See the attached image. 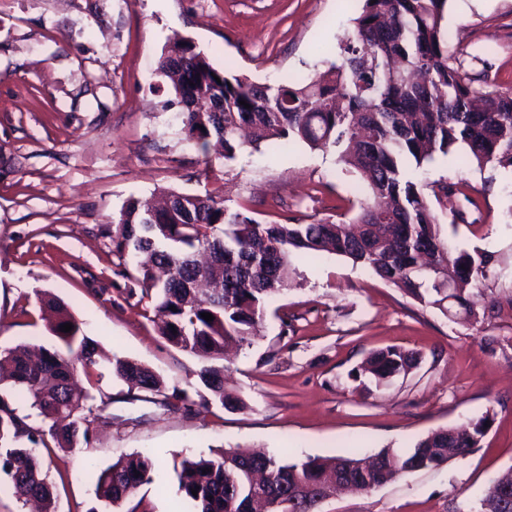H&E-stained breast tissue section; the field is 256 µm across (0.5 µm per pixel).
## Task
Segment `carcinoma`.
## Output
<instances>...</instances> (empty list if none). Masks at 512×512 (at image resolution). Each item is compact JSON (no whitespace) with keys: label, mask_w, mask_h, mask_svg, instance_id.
Returning <instances> with one entry per match:
<instances>
[{"label":"carcinoma","mask_w":512,"mask_h":512,"mask_svg":"<svg viewBox=\"0 0 512 512\" xmlns=\"http://www.w3.org/2000/svg\"><path fill=\"white\" fill-rule=\"evenodd\" d=\"M447 6L448 0H363L353 33L341 40L339 55L326 61L325 70L273 85L229 76L182 40L165 49L156 72L172 84L188 146L206 155L214 144L232 161L247 147L302 142L334 153L338 163L365 175L369 191L351 224L262 223L219 196L175 191L168 192L167 202L176 219L157 224L156 209L127 201L115 221L113 250L132 259L148 255L137 267L138 282L170 343L204 360L224 358L230 344L251 346L269 298L293 284V256L324 251L371 271L423 306L446 314L452 305L475 315V298L493 276L494 256L449 245L407 164L419 169L437 154L464 147L480 168L512 169V89L475 84L459 58L448 53ZM180 69L197 80L190 101ZM424 257L430 272L421 269ZM49 306L57 312L52 332L61 347L43 349L37 361L23 346L0 351L11 365L0 371V387L28 395L44 423L31 427L30 415L19 414L0 393V483L23 503H42L43 512H51L54 492L37 445L47 437L63 450L89 442L91 425L104 410L77 388L79 375H96L97 343L65 305ZM203 313L214 320H204ZM66 323L72 330L60 331ZM416 361V353L390 347L371 353L367 364L380 383ZM112 375L134 389L162 388L161 379L135 359L113 358ZM199 379L209 393L204 403L244 406L225 392L224 367L205 366ZM490 425L486 414L460 430H433L407 450L383 448L369 456L346 448L336 456L298 460L226 448L211 458L184 460L180 489L195 512H317L320 491L333 483L372 491L438 466L450 448L456 458L474 452ZM154 467L142 453L117 460L97 473V500L106 512L120 508L154 481ZM479 512H512V468L488 485Z\"/></svg>","instance_id":"1"}]
</instances>
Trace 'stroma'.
<instances>
[{"label": "stroma", "mask_w": 512, "mask_h": 512, "mask_svg": "<svg viewBox=\"0 0 512 512\" xmlns=\"http://www.w3.org/2000/svg\"><path fill=\"white\" fill-rule=\"evenodd\" d=\"M361 0H0V349L54 346L40 298L69 307L105 356L137 359L163 382L129 390L101 365L106 403L89 443L40 455L54 512L95 506L92 471L151 454L154 481L120 512H192L178 487L184 459L225 448L294 458L346 448H409L429 431L492 415L480 448L370 492L344 491L320 512H478L512 468V174L436 156L417 179L454 185L462 214L443 233L494 254L474 319H451L329 253L298 257L297 286L274 296L253 346L224 358L244 402L185 411L164 405L201 390L202 362L161 336L132 259L112 251L124 203L160 190L212 193L262 222L349 220L366 198L360 175L295 142L213 159L183 141L179 105L155 67L170 39L192 40L217 69L275 83L323 70L353 29ZM449 50L481 82L512 89V0H449ZM418 353L384 383L355 377L375 350Z\"/></svg>", "instance_id": "obj_1"}]
</instances>
